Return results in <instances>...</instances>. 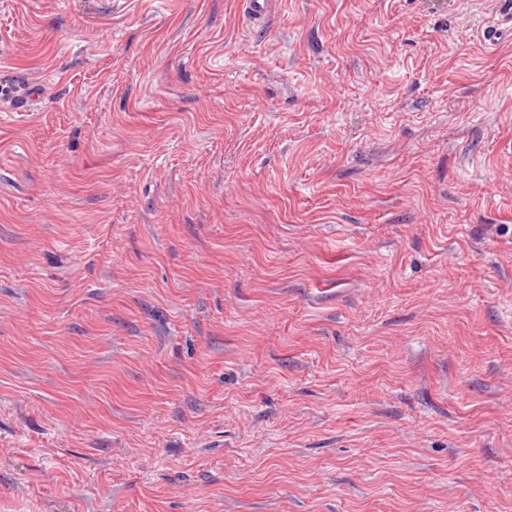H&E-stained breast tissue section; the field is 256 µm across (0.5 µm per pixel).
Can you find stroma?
Listing matches in <instances>:
<instances>
[{"label": "stroma", "instance_id": "35a3bbf8", "mask_svg": "<svg viewBox=\"0 0 512 512\" xmlns=\"http://www.w3.org/2000/svg\"><path fill=\"white\" fill-rule=\"evenodd\" d=\"M0 0V512H512V0ZM41 84L29 86L25 95H18L11 87L1 86L0 98L9 103L11 112H30L33 102L40 98L39 89Z\"/></svg>", "mask_w": 512, "mask_h": 512}]
</instances>
